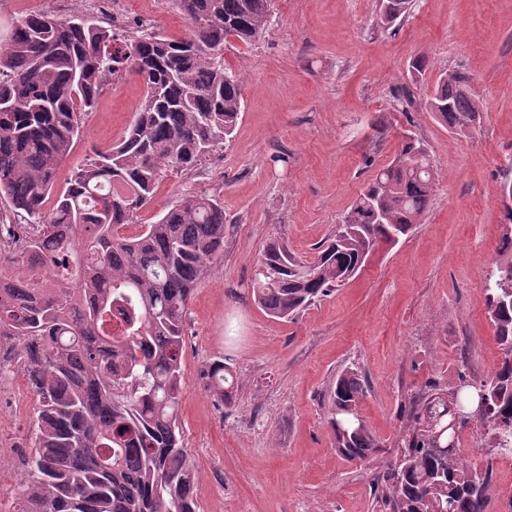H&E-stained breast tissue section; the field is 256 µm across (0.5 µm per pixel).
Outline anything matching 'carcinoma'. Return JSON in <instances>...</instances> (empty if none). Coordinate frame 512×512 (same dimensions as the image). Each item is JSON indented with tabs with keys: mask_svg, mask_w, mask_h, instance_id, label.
I'll list each match as a JSON object with an SVG mask.
<instances>
[{
	"mask_svg": "<svg viewBox=\"0 0 512 512\" xmlns=\"http://www.w3.org/2000/svg\"><path fill=\"white\" fill-rule=\"evenodd\" d=\"M189 35L146 30L118 41L82 17L16 18L0 47V349L13 352L38 399L32 449L22 461L17 512H197L195 464L183 440L180 399L185 322L194 288L224 254V206L186 198L152 224L137 223L168 171L194 170L223 147L242 111V81L224 67V42L250 43L266 29L271 0H173ZM407 0H381L389 26ZM145 95L120 143L92 150L64 190L60 165L105 86L121 72ZM430 111L455 131L481 122L483 107L461 72L440 77ZM379 170L310 264L279 240L263 249L250 283L255 302L292 320L343 286L383 242L421 223L439 172L411 135ZM27 223L12 230L14 215ZM484 289L503 351L482 381L491 403L477 427L493 455L512 456V262ZM206 390L229 408L236 374L217 359ZM448 394L425 385L419 411L388 465L381 498L390 512H487L490 468H465L448 443V405L466 412V372ZM365 376L344 369L328 394L338 455L369 463L383 452L360 409Z\"/></svg>",
	"mask_w": 512,
	"mask_h": 512,
	"instance_id": "1",
	"label": "carcinoma"
}]
</instances>
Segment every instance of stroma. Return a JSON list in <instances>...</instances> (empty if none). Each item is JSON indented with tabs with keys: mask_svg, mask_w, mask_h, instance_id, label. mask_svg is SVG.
Masks as SVG:
<instances>
[{
	"mask_svg": "<svg viewBox=\"0 0 512 512\" xmlns=\"http://www.w3.org/2000/svg\"><path fill=\"white\" fill-rule=\"evenodd\" d=\"M127 21L58 0H0V30L44 12L84 17L129 36L138 26L169 39L187 22L172 0H122ZM380 0H273L263 35L228 39L224 65L243 78L236 129L191 172L172 171L138 220L144 224L205 193L224 206V256L194 289L185 324L182 425L196 466L198 512H388L375 489L412 422L411 405L431 380L444 391L466 371L480 381L502 352L483 303L508 226L500 189L512 181V0H412L406 18L381 27ZM427 60L420 81L409 65ZM467 73L484 121L453 131L430 111L439 78ZM410 88L411 104L397 95ZM139 77L105 87L83 138L57 173L65 187L89 147L119 143L141 102ZM420 139L440 172L421 224L380 244L357 276L294 320L270 317L250 282L265 245L287 241L317 256L353 201L396 156L405 135ZM221 359L239 376L225 409L203 388ZM370 385L361 407L381 440L380 461L340 458L327 425L328 390L344 368ZM9 383L19 407L0 410V452L30 449L37 400L22 369ZM464 462L490 467L488 512H512V457L482 448L476 426L459 432Z\"/></svg>",
	"mask_w": 512,
	"mask_h": 512,
	"instance_id": "35a3bbf8",
	"label": "stroma"
}]
</instances>
